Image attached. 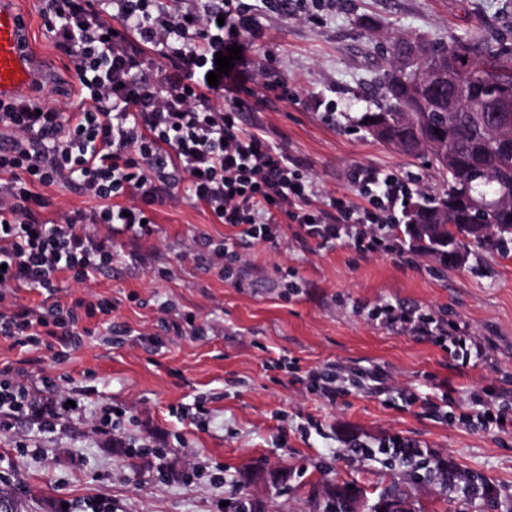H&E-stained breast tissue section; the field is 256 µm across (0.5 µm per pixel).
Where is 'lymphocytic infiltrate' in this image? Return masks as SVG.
<instances>
[{"mask_svg": "<svg viewBox=\"0 0 512 512\" xmlns=\"http://www.w3.org/2000/svg\"><path fill=\"white\" fill-rule=\"evenodd\" d=\"M47 30L76 61L81 107L71 113L29 98L0 100V335L23 345L78 341L82 325L108 316L112 303L74 297L49 309L5 295L33 288L56 295L62 274L77 283L111 265L115 240L154 232V208L178 181L216 223L237 228L257 243L276 241L280 222L298 225L303 240L338 242L376 251L391 236L394 213L410 191L391 173L367 172L361 203L346 196L318 200L302 163L245 129L241 96L249 77L239 68L221 75L205 93L215 55L241 45L251 32L245 0H215L158 13L154 0H43ZM121 18L122 28L112 26ZM153 60H146L143 47ZM161 68L150 77V65ZM224 98L216 106L213 95ZM68 181L97 200L89 211L67 213L62 223L39 220L43 188ZM181 260L205 262L232 277L242 256L232 243L196 238ZM379 323L441 343L447 337L432 317L391 304L374 308ZM72 411L66 397L43 395L34 382L12 380L0 370V431L24 418L55 428Z\"/></svg>", "mask_w": 512, "mask_h": 512, "instance_id": "f902f5d3", "label": "lymphocytic infiltrate"}]
</instances>
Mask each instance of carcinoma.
Instances as JSON below:
<instances>
[{
  "mask_svg": "<svg viewBox=\"0 0 512 512\" xmlns=\"http://www.w3.org/2000/svg\"><path fill=\"white\" fill-rule=\"evenodd\" d=\"M411 48L410 55L382 74L378 81L381 103L376 111L366 112L361 119L384 112L392 126L393 139L408 155L418 141L424 144L436 168L448 174L446 187L434 196H422L420 204L435 212L438 221L397 224L394 236L402 245L422 244L440 262L452 265L453 256L469 246L489 248L507 253L512 242V149L504 148L489 133L502 120L512 117L507 112L492 111L486 103L481 111H472L473 103L465 102L460 112H449L432 98H424L416 112L399 111L395 91L405 80H414L424 69L437 63H455L456 80L442 88L440 97H459L471 85L482 82L493 86H512V42L505 39L492 48L477 33H470L445 44L416 37L395 39ZM485 197L508 202L509 210L484 212V229L475 230L472 212L465 205L469 197ZM399 464L409 468V476L417 479V471L448 482L451 475L444 463L435 459L417 462L409 454H395ZM390 499L404 500L406 493L399 483H392L373 505L372 512ZM360 506V497L347 486L339 494L331 493L320 505L319 512H351Z\"/></svg>",
  "mask_w": 512,
  "mask_h": 512,
  "instance_id": "obj_1",
  "label": "carcinoma"
}]
</instances>
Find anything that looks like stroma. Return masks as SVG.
Instances as JSON below:
<instances>
[{
  "mask_svg": "<svg viewBox=\"0 0 512 512\" xmlns=\"http://www.w3.org/2000/svg\"><path fill=\"white\" fill-rule=\"evenodd\" d=\"M260 35L248 72L269 70L286 89L255 87L242 123L303 163L321 194L360 202L354 175L381 170L433 194L442 174L360 125L373 111L376 80L391 67L392 37L425 34L449 43L481 32L496 43L512 25V0H247ZM19 13L25 47L48 74L29 95L69 112L79 104L75 61L47 32L41 0H6ZM44 220L97 202L73 185L44 189ZM155 210L149 241L123 240L134 265L115 263L68 293L112 302V323L92 324L80 345L21 347L0 336V368L51 378L59 395L80 392L79 413L49 431L21 420L0 433V487L31 512H229L247 497L253 512H317L322 491L351 485L366 503L405 483L411 512H512V429L460 421L476 400L512 403V254L470 247L448 269L419 248L363 253L321 248L293 224L275 243H239L237 280L181 261L193 237L220 240L185 185ZM418 310L449 335H465L469 363L446 345L391 330L368 312L382 303ZM190 312L209 336L166 332L167 313ZM157 335L142 343L137 333ZM336 369L335 402L312 390L309 374ZM122 409L120 437L93 433L108 407ZM399 439L447 462L463 480L495 494L475 499L440 481L411 480L380 454ZM377 451L368 458L354 444ZM140 452L130 466L131 452Z\"/></svg>",
  "mask_w": 512,
  "mask_h": 512,
  "instance_id": "1",
  "label": "stroma"
}]
</instances>
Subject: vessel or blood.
<instances>
[{"instance_id": "obj_1", "label": "vessel or blood", "mask_w": 512, "mask_h": 512, "mask_svg": "<svg viewBox=\"0 0 512 512\" xmlns=\"http://www.w3.org/2000/svg\"><path fill=\"white\" fill-rule=\"evenodd\" d=\"M21 21L11 8L0 5V99L16 95L37 81L33 58L21 46Z\"/></svg>"}]
</instances>
